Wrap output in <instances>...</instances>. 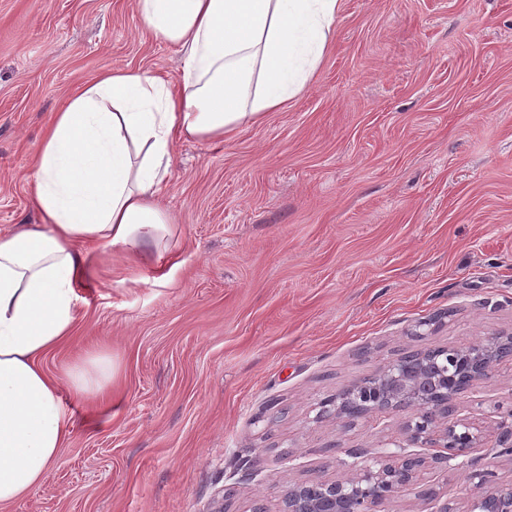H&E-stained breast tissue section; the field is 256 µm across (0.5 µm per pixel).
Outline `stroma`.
Returning a JSON list of instances; mask_svg holds the SVG:
<instances>
[{
    "mask_svg": "<svg viewBox=\"0 0 512 512\" xmlns=\"http://www.w3.org/2000/svg\"><path fill=\"white\" fill-rule=\"evenodd\" d=\"M177 79L134 0H0V230L34 224L32 159L68 93L107 70ZM163 203L175 261L92 265L52 374L105 350L111 398L70 395L69 441L9 512H279L289 484L393 450L406 412L345 427L342 389L427 347L512 332V0H343L310 89L231 140L179 143ZM168 283H157L159 268ZM512 367L456 417L496 428ZM476 448L438 495L463 512Z\"/></svg>",
    "mask_w": 512,
    "mask_h": 512,
    "instance_id": "stroma-1",
    "label": "stroma"
}]
</instances>
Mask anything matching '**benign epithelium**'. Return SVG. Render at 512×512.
Segmentation results:
<instances>
[{"mask_svg": "<svg viewBox=\"0 0 512 512\" xmlns=\"http://www.w3.org/2000/svg\"><path fill=\"white\" fill-rule=\"evenodd\" d=\"M504 364L512 365V334L485 336L466 347L410 353L343 390L326 412L345 423L372 413L412 410L401 428L406 446H398L377 467L357 469L342 479L316 478L290 486L279 512H383L385 504L422 480L426 458L406 448H441L443 452L433 457L439 464L489 439L476 420L453 418L452 403ZM501 415L494 448L512 457V404ZM469 480L474 493L465 512H512V483H503L497 471L477 470Z\"/></svg>", "mask_w": 512, "mask_h": 512, "instance_id": "obj_1", "label": "benign epithelium"}]
</instances>
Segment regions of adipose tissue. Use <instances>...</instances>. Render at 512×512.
I'll use <instances>...</instances> for the list:
<instances>
[{"instance_id": "adipose-tissue-1", "label": "adipose tissue", "mask_w": 512, "mask_h": 512, "mask_svg": "<svg viewBox=\"0 0 512 512\" xmlns=\"http://www.w3.org/2000/svg\"><path fill=\"white\" fill-rule=\"evenodd\" d=\"M341 2L136 0L175 46L180 79L112 70L54 113L31 170L40 221L0 231V512L58 462L71 431L61 391L87 402L112 383L106 353L43 366L72 336L92 259L118 252L136 269L175 254L161 198L177 143L232 139L307 91Z\"/></svg>"}]
</instances>
